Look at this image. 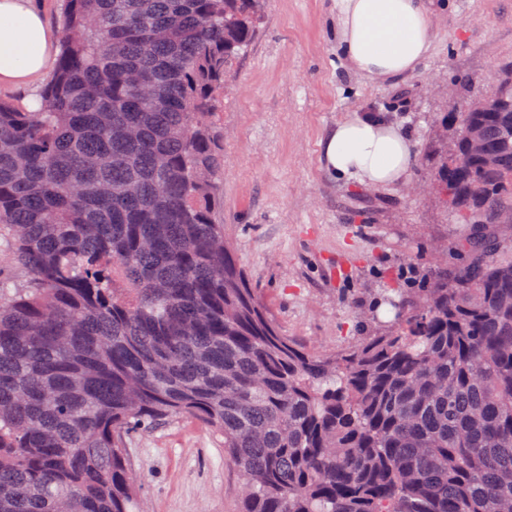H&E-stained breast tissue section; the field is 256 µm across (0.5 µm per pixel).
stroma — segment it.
Instances as JSON below:
<instances>
[{
	"label": "stroma",
	"instance_id": "35a3bbf8",
	"mask_svg": "<svg viewBox=\"0 0 512 512\" xmlns=\"http://www.w3.org/2000/svg\"><path fill=\"white\" fill-rule=\"evenodd\" d=\"M506 61L512 0H438L430 55L394 81L346 61L336 0H268L216 107V218L286 335L336 349L380 298L406 286L407 269L443 259L464 227L407 186L429 179L424 156L449 102L491 93ZM355 112L385 115L411 136L405 182L374 188L327 170L320 143ZM126 453L151 512H239L243 477L223 437L175 420L134 436Z\"/></svg>",
	"mask_w": 512,
	"mask_h": 512
}]
</instances>
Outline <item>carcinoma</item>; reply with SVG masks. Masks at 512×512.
<instances>
[{
	"instance_id": "cac0c4a2",
	"label": "carcinoma",
	"mask_w": 512,
	"mask_h": 512,
	"mask_svg": "<svg viewBox=\"0 0 512 512\" xmlns=\"http://www.w3.org/2000/svg\"><path fill=\"white\" fill-rule=\"evenodd\" d=\"M63 2L38 106L0 97V512H149L125 448L178 419L224 437L240 512H512V62L441 119L462 262L315 352L215 219L264 0Z\"/></svg>"
}]
</instances>
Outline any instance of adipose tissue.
<instances>
[{
    "instance_id": "adipose-tissue-1",
    "label": "adipose tissue",
    "mask_w": 512,
    "mask_h": 512,
    "mask_svg": "<svg viewBox=\"0 0 512 512\" xmlns=\"http://www.w3.org/2000/svg\"><path fill=\"white\" fill-rule=\"evenodd\" d=\"M342 49L360 74L383 80L413 72L432 46L430 0H337ZM59 37L31 0H0V89L35 103ZM332 173L383 187L405 179L412 160L408 134L379 114L337 123L321 143Z\"/></svg>"
}]
</instances>
